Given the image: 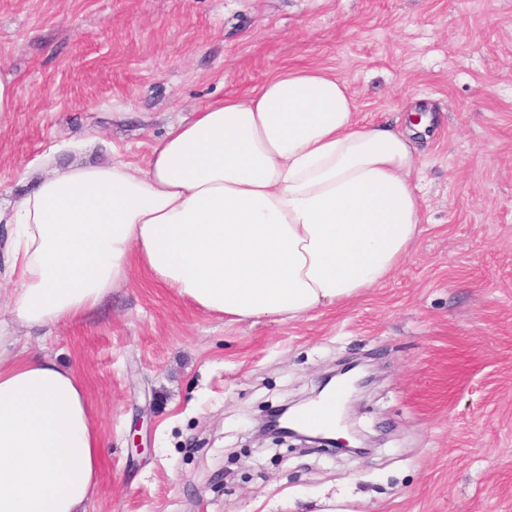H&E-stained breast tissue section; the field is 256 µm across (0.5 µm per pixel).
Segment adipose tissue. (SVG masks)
Listing matches in <instances>:
<instances>
[{"label":"adipose tissue","mask_w":512,"mask_h":512,"mask_svg":"<svg viewBox=\"0 0 512 512\" xmlns=\"http://www.w3.org/2000/svg\"><path fill=\"white\" fill-rule=\"evenodd\" d=\"M343 80L287 70L168 126L145 168L28 172L9 225L0 318V512H85L102 435L72 369L22 344L96 310L133 267L231 322L294 320L384 282L422 222L409 127L360 125Z\"/></svg>","instance_id":"obj_1"}]
</instances>
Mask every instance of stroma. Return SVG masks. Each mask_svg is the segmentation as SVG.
<instances>
[{"label":"stroma","mask_w":512,"mask_h":512,"mask_svg":"<svg viewBox=\"0 0 512 512\" xmlns=\"http://www.w3.org/2000/svg\"><path fill=\"white\" fill-rule=\"evenodd\" d=\"M305 67L361 123L431 115L418 241L298 320L231 323L136 270L45 331L105 441L86 512H512V0H0V196L30 169L145 166L170 123ZM352 359L375 374L351 409L368 454L255 440Z\"/></svg>","instance_id":"1"}]
</instances>
